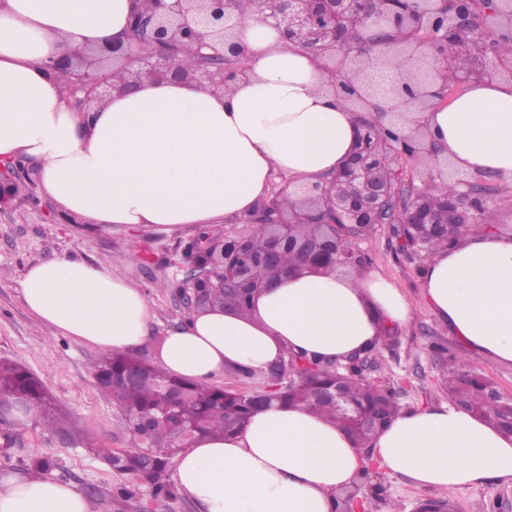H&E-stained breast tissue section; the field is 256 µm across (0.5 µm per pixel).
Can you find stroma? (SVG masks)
<instances>
[{
  "label": "stroma",
  "mask_w": 512,
  "mask_h": 512,
  "mask_svg": "<svg viewBox=\"0 0 512 512\" xmlns=\"http://www.w3.org/2000/svg\"><path fill=\"white\" fill-rule=\"evenodd\" d=\"M197 232L192 225L105 228L88 221L74 222L40 193L0 205V359L18 362L35 374L73 426L91 434L97 444L93 450L64 446L33 421L8 416L0 422V435L7 433L12 438L7 455H0L1 477L24 473L28 459L42 455L54 462L52 478L81 490L93 512H198L180 494L159 502L146 496L126 502L114 498L121 478L101 455L132 447L133 442L121 412L94 382L93 363L100 353L39 321L26 308L22 293L24 273L32 264L66 255L107 262L113 273L142 292L152 308L150 332L138 351L155 359L159 337L189 316L173 285L184 276L182 247ZM360 247L371 258L370 269L394 282L412 310L408 325L374 351L365 373L368 381L393 390L405 409L448 403L438 355L444 347L466 357L504 396H512V366L468 351L430 312L420 288L423 262L397 250L390 225H376ZM369 469L372 476L361 491L378 495L375 512H416L420 501L436 496L453 503L455 512H512V481L439 492L390 475L374 463Z\"/></svg>",
  "instance_id": "35a3bbf8"
}]
</instances>
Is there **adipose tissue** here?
Instances as JSON below:
<instances>
[{"mask_svg": "<svg viewBox=\"0 0 512 512\" xmlns=\"http://www.w3.org/2000/svg\"><path fill=\"white\" fill-rule=\"evenodd\" d=\"M135 0H0V158L40 167L45 196L72 216L115 227L218 224L251 214L270 180L283 199L326 184L355 149L353 105L324 58L284 46L273 20L234 10L251 53L247 76L216 97L190 83L146 82L100 110L74 111L49 60L67 45L122 40ZM358 75L399 135L423 125L464 174L512 185V81H472L449 102L420 108L389 87L405 67L385 48ZM432 312L472 349L512 365V234L474 233L435 253L421 272ZM23 300L39 320L107 354L149 334L143 294L109 265L77 256L31 266ZM411 309L373 270L289 277L243 316L193 314L157 354L170 375L214 381L228 366L266 371L289 352L345 362L405 327ZM430 489L512 481V435L451 405L403 409L369 448L329 420L272 406L241 433L205 436L171 461L180 493L200 512H335L368 461ZM0 512H92L74 485L0 477Z\"/></svg>", "mask_w": 512, "mask_h": 512, "instance_id": "obj_1", "label": "adipose tissue"}]
</instances>
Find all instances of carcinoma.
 Wrapping results in <instances>:
<instances>
[{
	"label": "carcinoma",
	"mask_w": 512,
	"mask_h": 512,
	"mask_svg": "<svg viewBox=\"0 0 512 512\" xmlns=\"http://www.w3.org/2000/svg\"><path fill=\"white\" fill-rule=\"evenodd\" d=\"M498 7L494 0H480L460 22L459 30L441 42L439 57L447 63L448 76L456 75L457 63L479 54L488 63L512 56V50L502 47L494 31L489 32L484 43L470 36V31L489 23L487 11ZM457 190L452 179L442 186L426 181L418 185V191L433 201L450 198ZM495 224V208L490 205L480 210L475 222L454 224L446 233H421L406 224L395 227V233L402 239L400 251L422 259L459 243L473 231L483 232ZM373 230L372 224H340L336 228L337 245L358 249L360 241ZM327 232L325 227L300 222L291 225L290 236L301 241ZM185 248L194 262L207 270L194 284L203 306L227 307L224 267L213 265L210 251H202L189 241ZM280 263L296 275L315 269L292 248L282 251ZM288 360L294 366L301 362L307 368L290 384L273 380L268 389L247 393L172 377L134 351L98 359L94 364L96 384L118 407L135 441V447L129 450L104 455L123 479L116 488L117 496L123 500L138 493L154 500L171 497L170 463L174 456L199 436H223L242 430L253 414L274 403L328 418L358 444L368 443L400 410L393 392L369 382L354 365L340 369L333 362L299 353L288 354ZM440 366L451 398L463 399L467 411L506 433L512 432L501 422L506 397L499 394L493 382L453 353L441 358ZM0 396L17 401L26 413L35 414L36 423L49 433L68 439L73 446L90 447L89 437L77 434L56 400L22 365L0 360ZM418 512H453V505L440 498L426 499Z\"/></svg>",
	"instance_id": "carcinoma-1"
}]
</instances>
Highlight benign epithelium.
<instances>
[{
    "label": "benign epithelium",
    "instance_id": "obj_1",
    "mask_svg": "<svg viewBox=\"0 0 512 512\" xmlns=\"http://www.w3.org/2000/svg\"><path fill=\"white\" fill-rule=\"evenodd\" d=\"M235 0H138L131 15L126 39L91 48L77 46L51 61L56 75L71 89L70 105L78 112H94L112 94L134 89L143 82L170 81L195 83L209 93L222 96L229 82L249 68L250 52L238 42L236 26L229 9ZM450 0H417V7L405 25L410 37L393 49V55L413 60L416 67L405 73L406 82L433 86L441 77L440 61L434 53L436 42L448 33L456 15L444 11ZM366 0H254L255 12L271 18L283 44L303 45L308 50L336 55L338 63L366 64L352 46L348 27L350 17L364 11ZM194 47L196 63L177 62L178 48ZM414 153L433 160L441 170L447 165L435 143L426 139L421 128L408 138ZM380 156L364 147L356 149L344 168L326 186L303 190L301 210L311 224H328L323 212L338 211L348 224H382L381 214L395 188H406L415 197V186L407 181L388 186L367 176L369 165ZM37 175L31 162L18 166L0 165V200L11 194L26 175ZM462 187L456 200L459 211L473 217L486 198L475 191V183L457 179ZM279 193L262 201L255 212L244 218L249 233L226 232L224 238V292L229 301L241 298L243 289L252 287L245 258L255 256L271 265L281 250L294 246L284 228L289 212L277 204ZM403 224H434L436 218L417 206L409 205L402 214ZM315 262L344 264L336 253V233L299 245Z\"/></svg>",
    "mask_w": 512,
    "mask_h": 512
}]
</instances>
